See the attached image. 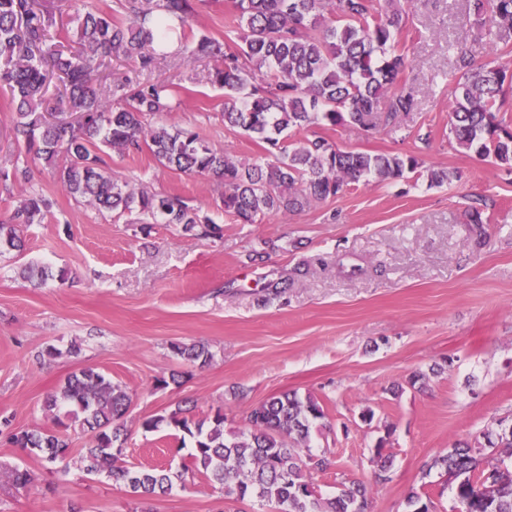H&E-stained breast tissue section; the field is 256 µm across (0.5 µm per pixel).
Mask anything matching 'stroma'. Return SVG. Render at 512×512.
<instances>
[{
	"instance_id": "1",
	"label": "stroma",
	"mask_w": 512,
	"mask_h": 512,
	"mask_svg": "<svg viewBox=\"0 0 512 512\" xmlns=\"http://www.w3.org/2000/svg\"><path fill=\"white\" fill-rule=\"evenodd\" d=\"M467 8V0L406 6L412 64L403 78L418 106L396 127L288 133L292 142L322 134L344 150L412 154L425 170L447 169V185L431 186L426 174L372 178L302 212L238 224L218 207L212 178L159 167L145 151L108 155L114 175L182 197L220 229L188 236L157 220L145 237L133 216L75 201L50 170L32 164L30 187L52 208L25 229L23 251L0 254V417L17 431L53 428L47 393L77 368L96 367L131 397L122 461L176 476L168 495L144 505L148 512H232L218 484L182 473L181 431H148L144 421L189 405L197 420L222 412L225 431H236L258 403L294 390L324 409L312 452L334 465L313 473L320 494L370 483L381 445L393 460L390 479L372 485L367 512H409L413 491L429 496L435 512H454L444 477L428 469L432 458L512 415V171L460 151L449 133L459 49L511 70L512 52L492 55L488 38L466 23ZM185 32L234 45L230 0H195ZM208 69L199 60L154 71L174 86L166 122L195 130L237 160L259 159L256 141L225 127L224 92L208 82ZM475 207L490 218L482 246L468 221ZM302 263L307 274L265 303L267 284ZM27 264L50 266L53 279L25 282L18 271ZM179 342L205 344L209 364L178 358L171 346ZM73 345L78 355H68ZM50 346L61 357L44 358ZM69 434L64 474L0 437V512L141 506L111 477L86 474V438L76 424ZM17 467L29 470L33 484L14 482Z\"/></svg>"
}]
</instances>
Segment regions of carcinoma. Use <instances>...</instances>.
<instances>
[{"label":"carcinoma","mask_w":512,"mask_h":512,"mask_svg":"<svg viewBox=\"0 0 512 512\" xmlns=\"http://www.w3.org/2000/svg\"><path fill=\"white\" fill-rule=\"evenodd\" d=\"M473 24L495 34L492 52L508 51L512 0H469ZM239 43L224 47L207 35L180 33L176 56L185 62L209 58L211 84L224 89V125L258 141L264 158L236 160L218 152L189 129L151 120L174 110L172 83L148 80L169 53L157 47L175 29L165 17L186 25L193 0H120L126 16L118 22L92 0H0V88L16 105L11 137L51 169L64 190L100 210L138 211L190 236L209 237L219 227L177 195L149 192L112 175L101 153L118 155L148 149L159 166L186 176L213 178L222 188L224 213L239 224L265 216L302 211L339 195L373 176L392 182L416 171L414 155L347 151L323 136L290 144V129L335 128L354 124L367 131L391 124L417 108V92L402 81L411 60L401 47V0H232ZM131 65L111 79L112 57ZM465 71L453 88L450 134L458 146L496 164L512 165V130L496 113L512 106V73L490 62L459 57ZM30 180L27 163L16 158L0 166L3 183ZM51 203L33 192L0 223V250L22 249L21 233L46 218ZM182 359L205 366L211 359L202 343L175 344ZM57 429L9 433V441L47 464L67 467L70 453L63 419L83 415L87 436L84 471L107 474L143 501L169 493L170 473L156 467L118 464L124 417L130 398L98 368L69 375L45 409ZM177 409L150 418L149 430L168 422L193 440L185 472L200 473L238 502L258 499L280 512H366L367 486L341 485L335 496L315 488L309 464L325 471L326 455L311 454V431L325 417L311 396L295 391L273 395L250 413L246 429L224 432V414L206 422ZM487 445L456 443L433 461L452 485L459 512H512V422L496 421L483 434ZM373 480H388L390 456L372 458ZM492 472V480L484 479Z\"/></svg>","instance_id":"1"}]
</instances>
